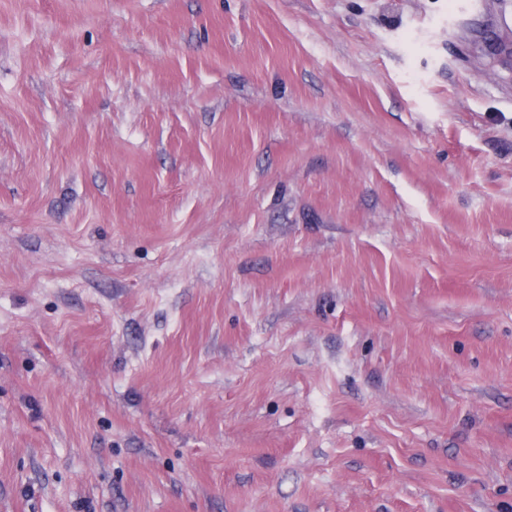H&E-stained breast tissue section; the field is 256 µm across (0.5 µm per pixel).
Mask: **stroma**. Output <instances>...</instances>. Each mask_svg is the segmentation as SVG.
<instances>
[{"label": "stroma", "instance_id": "stroma-1", "mask_svg": "<svg viewBox=\"0 0 512 512\" xmlns=\"http://www.w3.org/2000/svg\"><path fill=\"white\" fill-rule=\"evenodd\" d=\"M0 512H512V0H0Z\"/></svg>", "mask_w": 512, "mask_h": 512}]
</instances>
